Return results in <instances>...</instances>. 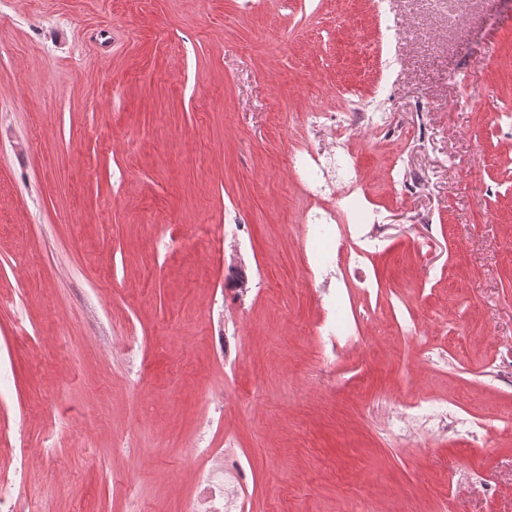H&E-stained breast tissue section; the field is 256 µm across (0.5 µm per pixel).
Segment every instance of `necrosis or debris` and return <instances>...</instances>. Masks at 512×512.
<instances>
[{"label":"necrosis or debris","mask_w":512,"mask_h":512,"mask_svg":"<svg viewBox=\"0 0 512 512\" xmlns=\"http://www.w3.org/2000/svg\"><path fill=\"white\" fill-rule=\"evenodd\" d=\"M313 131L330 132V148L314 147L304 141L293 150L290 172L307 200L302 222L303 241L308 248L305 261L316 274L333 271L338 282L353 285L360 295L375 289L365 273L383 238L384 228L377 213L369 209L359 179L351 143L352 131L361 125L392 137L402 128L393 112H367L346 101L340 112L313 110L306 114ZM364 319L354 300L336 298L326 323L337 345L356 344ZM205 461L197 474L199 492L181 502V512H242L241 461L228 450L204 449Z\"/></svg>","instance_id":"necrosis-or-debris-1"}]
</instances>
